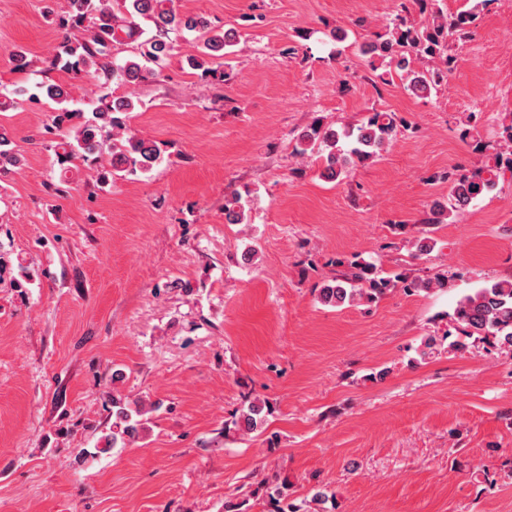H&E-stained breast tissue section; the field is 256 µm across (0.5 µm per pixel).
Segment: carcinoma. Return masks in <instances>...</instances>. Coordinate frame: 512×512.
Listing matches in <instances>:
<instances>
[{
	"label": "carcinoma",
	"instance_id": "cac0c4a2",
	"mask_svg": "<svg viewBox=\"0 0 512 512\" xmlns=\"http://www.w3.org/2000/svg\"><path fill=\"white\" fill-rule=\"evenodd\" d=\"M420 13L429 18L423 25L407 23L399 15L382 33L374 34L363 50L369 56V65L381 62L410 77L407 89L418 97H428L446 83L453 70L455 58L448 54V41L463 40L470 36L471 28L480 13L493 0H473L470 9L454 15L446 14L435 6L437 0H410ZM152 23L146 31L139 20ZM55 27L63 32L51 66L72 79L88 76L105 86L137 85L155 81L163 75L173 56L169 33L173 30L197 32L203 39L199 55L188 59V64L202 74L216 75L213 64L224 58V49L236 41V32L212 26L202 15L181 13L174 7V0H68L64 15L50 18ZM83 28L75 37L66 31ZM136 44L133 55L121 61L112 50L123 45ZM415 56L432 62L430 68L416 73L408 70L409 57ZM50 100L58 105L51 115L46 132H56L49 144L58 162L64 165L74 160L96 163L99 160L103 134L123 129V114L133 112L140 99L134 93L99 99L93 110V118L83 119V113L71 109L74 102L71 86L44 81L36 84L35 92L28 101L39 103ZM397 135V123L391 112H373L357 128L342 131L319 125L304 131L297 139L295 153L304 157L316 153L325 160V171L337 179L348 174L350 168L364 164L379 156ZM12 137L0 127V172H6L21 164V158L11 148ZM162 159L156 142L132 131L112 139L111 158L108 164L97 168V180L107 184L114 177L136 176L150 171ZM512 171V123L503 126L501 140L495 152L484 166L468 169L459 165L442 175L448 181V204L433 205L425 224H442L453 215L462 212L477 197L493 191L504 170ZM244 205L235 197L224 205V219L228 224L243 223ZM16 265L18 276L12 279L16 288H22L33 279V273L22 261L12 260L0 254V273ZM445 279L440 276L407 280L399 274H387L379 264L356 257L347 262V271L323 283L319 289L320 302L325 306L341 307L361 300L374 302L400 287L428 291L442 288ZM453 331H447L442 339L448 348L463 350L466 343L450 340L457 334L476 339L496 347L512 349V279H502L485 284L473 293L463 296L450 317ZM271 411L268 401L255 399L240 412L235 424L247 432L263 427ZM144 408L131 405L122 398L112 397V434L105 437L106 446L133 441L142 428Z\"/></svg>",
	"mask_w": 512,
	"mask_h": 512
}]
</instances>
